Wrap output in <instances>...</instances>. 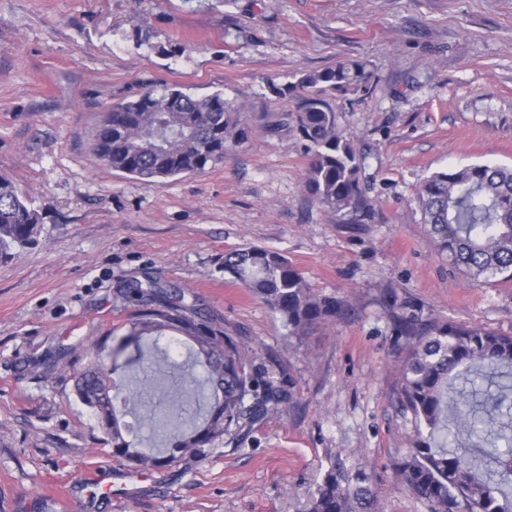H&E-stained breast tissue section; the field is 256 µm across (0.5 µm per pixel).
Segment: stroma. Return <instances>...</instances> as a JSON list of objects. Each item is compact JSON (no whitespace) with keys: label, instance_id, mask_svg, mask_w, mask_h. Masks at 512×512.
<instances>
[{"label":"stroma","instance_id":"1","mask_svg":"<svg viewBox=\"0 0 512 512\" xmlns=\"http://www.w3.org/2000/svg\"><path fill=\"white\" fill-rule=\"evenodd\" d=\"M351 60L367 89L331 104L366 205L343 215L306 191V140L265 118L296 103L270 83ZM167 86L223 92L247 141L162 182L106 166L102 113ZM474 164L512 167V0H0V175L44 217L37 244L0 261V512H302L332 454L373 472L383 512H429L394 476L416 435L395 401L398 326L512 336V280L453 269L417 200ZM244 245L288 258L336 316L289 335L225 274ZM135 281L184 293L280 396L141 481L70 378L132 314Z\"/></svg>","mask_w":512,"mask_h":512}]
</instances>
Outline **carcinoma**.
Segmentation results:
<instances>
[{
	"mask_svg": "<svg viewBox=\"0 0 512 512\" xmlns=\"http://www.w3.org/2000/svg\"><path fill=\"white\" fill-rule=\"evenodd\" d=\"M365 65L340 63L303 74L297 84L271 90L298 92L294 122L308 141L306 190L330 210L363 204L361 161L343 137L329 96L366 91ZM94 151L109 167L154 183L201 171L224 160L246 138L242 113L214 92H147L109 109ZM427 233L457 271L485 283L512 279V168L472 165L438 173L418 192ZM41 214L10 178L0 176V259L35 242ZM224 273L245 285L288 325L303 334L336 305L313 296L303 273L282 254L246 245L224 256ZM141 308L123 324L119 342L90 345L74 373V393L97 419L102 442L137 471L154 470L195 455L278 402L250 369L247 352L180 298L149 284L129 286ZM404 357L396 400L412 415L417 434L398 458L401 484L430 512H512V336L437 320H405ZM192 343L198 377L187 369L179 383L160 390L180 369L161 341ZM137 372L114 378L112 364L129 348ZM134 417L131 424L123 417ZM148 422L157 449L141 447L136 425ZM304 512H380L379 491L364 468L349 470L329 457Z\"/></svg>",
	"mask_w": 512,
	"mask_h": 512,
	"instance_id": "1",
	"label": "carcinoma"
}]
</instances>
